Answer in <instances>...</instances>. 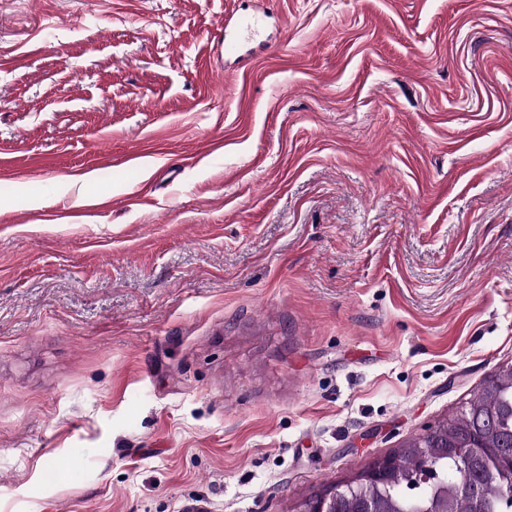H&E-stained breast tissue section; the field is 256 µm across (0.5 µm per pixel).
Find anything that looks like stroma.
<instances>
[{
	"mask_svg": "<svg viewBox=\"0 0 512 512\" xmlns=\"http://www.w3.org/2000/svg\"><path fill=\"white\" fill-rule=\"evenodd\" d=\"M510 363L512 0H0V512H298Z\"/></svg>",
	"mask_w": 512,
	"mask_h": 512,
	"instance_id": "1",
	"label": "stroma"
}]
</instances>
